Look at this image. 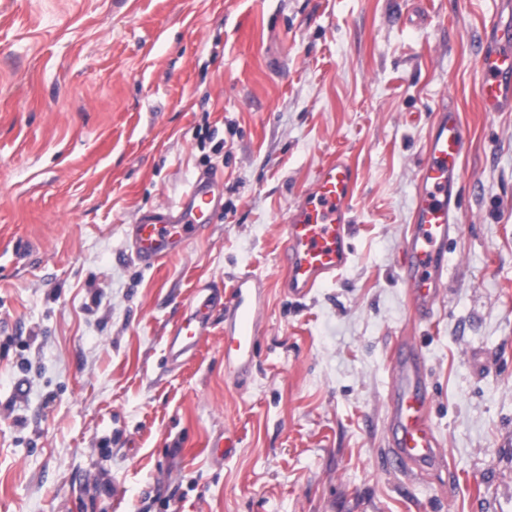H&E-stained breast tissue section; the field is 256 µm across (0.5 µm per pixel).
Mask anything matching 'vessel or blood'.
Returning a JSON list of instances; mask_svg holds the SVG:
<instances>
[{"label":"vessel or blood","instance_id":"vessel-or-blood-1","mask_svg":"<svg viewBox=\"0 0 512 512\" xmlns=\"http://www.w3.org/2000/svg\"><path fill=\"white\" fill-rule=\"evenodd\" d=\"M504 32L491 33L479 51L480 100L484 111L512 109V51L504 48ZM469 139L457 112H437L428 134L419 170L412 222L402 242V282L415 318L429 321L446 284L448 243L459 226L461 162ZM356 171L344 158L325 162L313 185L289 211L282 264V286L289 296L303 298L313 288L335 280L350 262L349 227ZM223 199L220 180L198 178L169 213L142 217L131 228L132 253L142 266H157L202 236ZM262 281L251 272L235 277L224 301V370L239 379L253 364L262 307ZM205 297L171 330L168 355L179 362L209 334ZM432 394L421 350L410 340L398 341L390 357L386 418L388 449L382 465L399 472H425L442 459L431 421Z\"/></svg>","mask_w":512,"mask_h":512}]
</instances>
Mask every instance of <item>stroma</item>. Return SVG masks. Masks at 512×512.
<instances>
[{"mask_svg": "<svg viewBox=\"0 0 512 512\" xmlns=\"http://www.w3.org/2000/svg\"><path fill=\"white\" fill-rule=\"evenodd\" d=\"M502 0H0V512H512V112L478 51ZM470 139L431 321L400 279L430 126ZM357 171L349 265L281 283L320 165ZM224 178L161 265L130 225ZM265 283L256 360L224 373V307L183 362L198 289ZM411 338L442 463L381 469L389 355ZM237 444L222 459L210 443Z\"/></svg>", "mask_w": 512, "mask_h": 512, "instance_id": "obj_1", "label": "stroma"}]
</instances>
